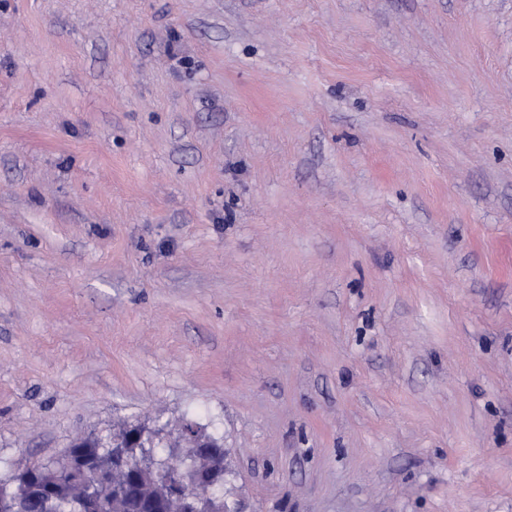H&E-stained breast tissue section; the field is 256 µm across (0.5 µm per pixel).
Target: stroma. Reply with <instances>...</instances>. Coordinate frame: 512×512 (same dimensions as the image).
I'll use <instances>...</instances> for the list:
<instances>
[{"instance_id":"1","label":"stroma","mask_w":512,"mask_h":512,"mask_svg":"<svg viewBox=\"0 0 512 512\" xmlns=\"http://www.w3.org/2000/svg\"><path fill=\"white\" fill-rule=\"evenodd\" d=\"M185 419L244 512H512V0H0V478Z\"/></svg>"}]
</instances>
